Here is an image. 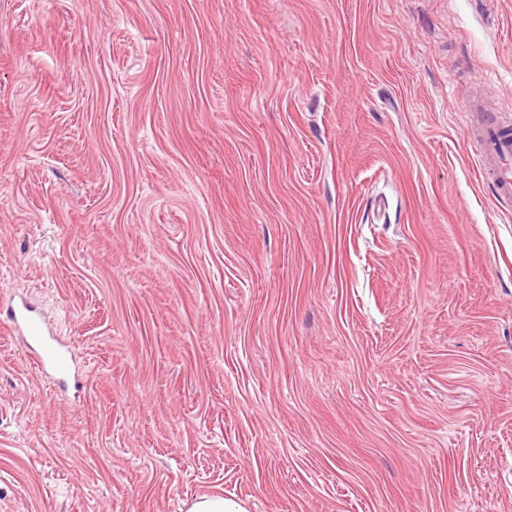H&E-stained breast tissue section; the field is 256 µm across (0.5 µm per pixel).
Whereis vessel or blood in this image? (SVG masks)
Returning <instances> with one entry per match:
<instances>
[{"label": "vessel or blood", "instance_id": "obj_1", "mask_svg": "<svg viewBox=\"0 0 512 512\" xmlns=\"http://www.w3.org/2000/svg\"><path fill=\"white\" fill-rule=\"evenodd\" d=\"M467 133L474 145L479 171L502 203H512V119L490 109L482 97L464 101ZM0 323L21 339L38 367L61 391H68L78 378L69 347L50 331L45 320L22 298L0 307Z\"/></svg>", "mask_w": 512, "mask_h": 512}]
</instances>
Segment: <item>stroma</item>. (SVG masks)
Listing matches in <instances>:
<instances>
[{"label":"stroma","mask_w":512,"mask_h":512,"mask_svg":"<svg viewBox=\"0 0 512 512\" xmlns=\"http://www.w3.org/2000/svg\"><path fill=\"white\" fill-rule=\"evenodd\" d=\"M512 0H0V512H512ZM467 133L479 171L500 203H512V124L490 109L481 96L463 102ZM2 324L8 325L21 339L28 352L36 359L37 367L50 377L61 391H68L72 383L79 392L80 383L69 347L50 331L45 320L23 298H14L0 309ZM188 512H246L243 506L220 494L204 495L192 503Z\"/></svg>","instance_id":"stroma-1"}]
</instances>
